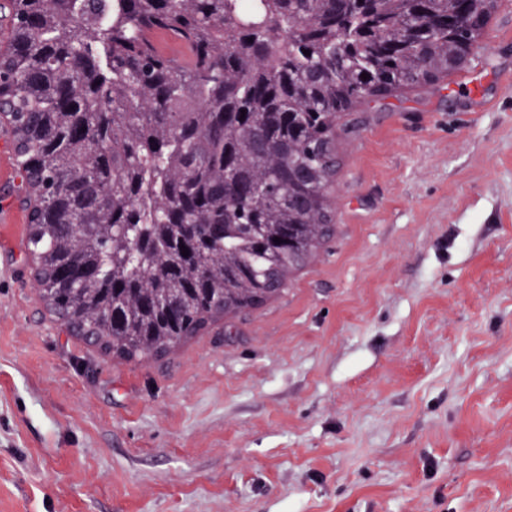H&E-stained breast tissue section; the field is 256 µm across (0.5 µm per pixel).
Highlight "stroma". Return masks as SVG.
<instances>
[{
	"label": "stroma",
	"mask_w": 512,
	"mask_h": 512,
	"mask_svg": "<svg viewBox=\"0 0 512 512\" xmlns=\"http://www.w3.org/2000/svg\"><path fill=\"white\" fill-rule=\"evenodd\" d=\"M342 123L315 257L135 361L42 303L0 124V512H512V0Z\"/></svg>",
	"instance_id": "35a3bbf8"
}]
</instances>
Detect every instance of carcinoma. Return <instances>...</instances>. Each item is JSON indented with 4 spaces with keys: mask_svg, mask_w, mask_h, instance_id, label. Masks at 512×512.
<instances>
[{
    "mask_svg": "<svg viewBox=\"0 0 512 512\" xmlns=\"http://www.w3.org/2000/svg\"><path fill=\"white\" fill-rule=\"evenodd\" d=\"M242 3L0 5L40 297L116 358L161 357L279 294L332 234L340 115L462 68L496 0Z\"/></svg>",
    "mask_w": 512,
    "mask_h": 512,
    "instance_id": "1",
    "label": "carcinoma"
}]
</instances>
